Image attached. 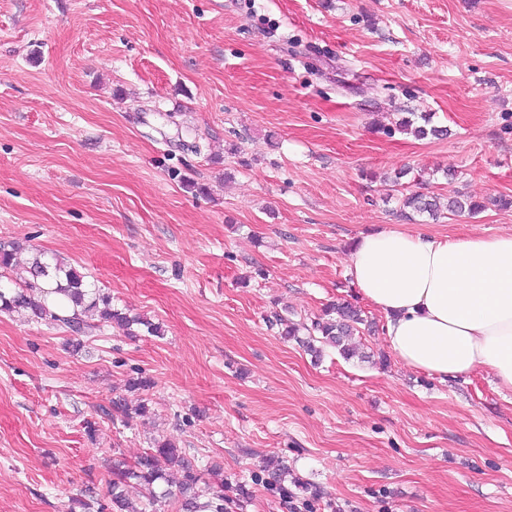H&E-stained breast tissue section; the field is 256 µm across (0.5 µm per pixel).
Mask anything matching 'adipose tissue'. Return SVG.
Listing matches in <instances>:
<instances>
[{
  "label": "adipose tissue",
  "instance_id": "obj_1",
  "mask_svg": "<svg viewBox=\"0 0 512 512\" xmlns=\"http://www.w3.org/2000/svg\"><path fill=\"white\" fill-rule=\"evenodd\" d=\"M349 268L405 366L442 380L484 369L512 391V234L387 229L354 242Z\"/></svg>",
  "mask_w": 512,
  "mask_h": 512
}]
</instances>
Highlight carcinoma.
Returning <instances> with one entry per match:
<instances>
[{"mask_svg":"<svg viewBox=\"0 0 512 512\" xmlns=\"http://www.w3.org/2000/svg\"><path fill=\"white\" fill-rule=\"evenodd\" d=\"M423 124L414 125L407 118L401 120L399 127L417 138L429 135L438 136L443 130L431 125V117H421ZM448 211L475 214L483 209V205L469 198L454 196L448 198ZM402 210H409L418 215L427 214L435 217L441 212L440 197L414 192L403 197ZM23 249L17 241H0V269L8 270L14 265L15 256ZM28 278L15 287L4 290L0 288V312L29 310L40 320H47L72 336H84L91 324L86 320L89 315L99 314L100 318L124 331H130L132 325L139 324L146 328L152 336L161 335V327L140 317H130L112 308V297L93 287L85 276L63 260L53 257L45 258L42 253L32 257L27 268ZM283 325L282 335L302 343L311 353L319 356L322 349L316 343H322L338 349L347 359L357 355L350 345L352 336L364 324L362 310L349 303H333L327 306L322 315L310 320L293 322L287 318H278ZM307 337H300V333ZM112 416L125 421L131 414L145 410L140 404L132 409L124 396H116L111 400ZM178 466L182 471V479L172 482L167 474L170 466ZM112 479L107 486L108 504L100 506L102 512H143L134 508L126 495V487L133 480L147 486L148 505L152 512L167 501H172L177 512H224V487L205 502L199 501L196 491L198 477L194 464L181 451L179 445L171 439H158L152 449L144 453L132 465L114 460L110 465Z\"/></svg>","mask_w":512,"mask_h":512,"instance_id":"obj_1","label":"carcinoma"}]
</instances>
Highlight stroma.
<instances>
[{
  "mask_svg": "<svg viewBox=\"0 0 512 512\" xmlns=\"http://www.w3.org/2000/svg\"><path fill=\"white\" fill-rule=\"evenodd\" d=\"M413 113L447 135L401 131ZM414 191L484 208L408 218ZM502 197L512 0H0V240L162 328L104 324L75 352L0 313V512L105 501L109 461L160 438L203 497L223 484L227 512H289L292 495L314 512H512V392L406 367L348 264L387 228L511 234ZM338 302L369 322L357 357L280 336L276 315ZM141 376L145 413L106 416Z\"/></svg>",
  "mask_w": 512,
  "mask_h": 512,
  "instance_id": "obj_1",
  "label": "stroma"
}]
</instances>
